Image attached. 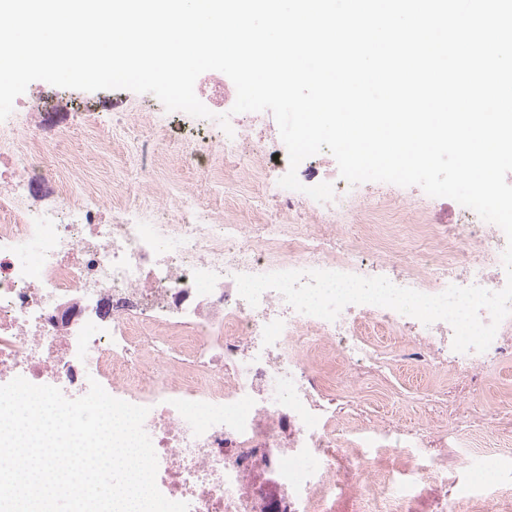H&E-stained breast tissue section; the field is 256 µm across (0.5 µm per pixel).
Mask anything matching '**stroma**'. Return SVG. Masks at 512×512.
Returning <instances> with one entry per match:
<instances>
[{"label":"stroma","instance_id":"35a3bbf8","mask_svg":"<svg viewBox=\"0 0 512 512\" xmlns=\"http://www.w3.org/2000/svg\"><path fill=\"white\" fill-rule=\"evenodd\" d=\"M34 105L27 117V135L41 146L50 148V167L77 165L80 186L95 194L98 205L110 213L128 198L142 196L146 203L174 208L180 191L197 194L216 214L235 212L239 223H255L260 213L278 215L284 224H318L320 214L300 206L297 211H281L278 204L263 199L251 181L249 167L218 163V145L224 131L216 120L223 113L221 103L209 99V119L186 113L166 111L154 95L130 90L85 92L31 83L21 96ZM67 132L70 142L57 146L60 132ZM147 142L159 159L151 175L136 170L137 144ZM196 150L203 165L189 166L186 152ZM335 192H350L353 199L367 201L365 209L352 212L350 232L363 224H468L471 216L449 198H433L421 187H400L390 183L364 182L349 185L337 180ZM368 407V424L389 421L406 426L428 427L437 419L434 397L464 400L482 413H497L499 404L512 403V364L488 371L480 390L463 387L451 372H432L401 368L387 381H370L360 389ZM499 434L476 428L468 444L457 447L462 470L479 467L484 447L505 438L512 448V413L497 414Z\"/></svg>","mask_w":512,"mask_h":512}]
</instances>
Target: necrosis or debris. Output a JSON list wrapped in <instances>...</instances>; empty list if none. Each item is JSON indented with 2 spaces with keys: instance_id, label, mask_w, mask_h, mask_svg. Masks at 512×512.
Returning a JSON list of instances; mask_svg holds the SVG:
<instances>
[{
  "instance_id": "4bbe7bcc",
  "label": "necrosis or debris",
  "mask_w": 512,
  "mask_h": 512,
  "mask_svg": "<svg viewBox=\"0 0 512 512\" xmlns=\"http://www.w3.org/2000/svg\"><path fill=\"white\" fill-rule=\"evenodd\" d=\"M19 112L0 122L20 176L0 192V385L23 377L69 399L97 381L111 396L147 407L144 430L158 459L156 483L189 512H328L340 482L337 456L377 448L386 433L346 426L315 364L332 357L347 383L384 379L397 360L451 370L469 389L512 363V315L483 352H455L444 321L424 325L392 309L345 307L328 321L297 312L274 290L250 305L236 275L312 269L383 276L435 295L449 285L498 291L506 284L504 232L495 224H433L434 249L404 269L388 260L401 234L388 224L352 236L325 203L321 224H237L183 193L168 223L135 203L104 218L71 196L73 170L46 171L44 150L21 140ZM50 175L58 202L34 206V176ZM384 337L369 335V328ZM464 487L485 512H501L482 473L463 480L417 462L360 482L372 499L420 493L426 479ZM273 492L258 509L255 489Z\"/></svg>"
}]
</instances>
